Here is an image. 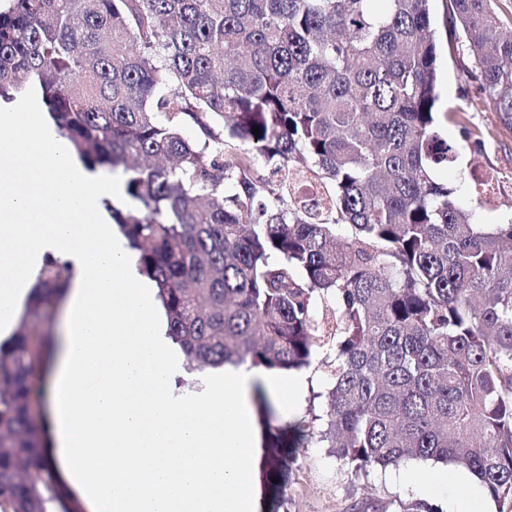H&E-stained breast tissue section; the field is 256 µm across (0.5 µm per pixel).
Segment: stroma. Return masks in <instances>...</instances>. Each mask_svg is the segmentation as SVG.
<instances>
[{
	"instance_id": "35a3bbf8",
	"label": "stroma",
	"mask_w": 512,
	"mask_h": 512,
	"mask_svg": "<svg viewBox=\"0 0 512 512\" xmlns=\"http://www.w3.org/2000/svg\"><path fill=\"white\" fill-rule=\"evenodd\" d=\"M431 11L444 70L438 109L448 115L443 123L445 135L460 147L451 177L466 184L472 179L470 147L463 137L464 131H471L481 141V171L498 175L499 181L483 202H476L468 187L459 199L489 222L498 215L500 205L512 199V130L481 104L478 83L468 73L467 51L450 41L445 31L443 0H432ZM397 472L391 466L355 477L340 468L328 449H301L279 512H422L424 496L397 481Z\"/></svg>"
}]
</instances>
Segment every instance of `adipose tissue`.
<instances>
[{"instance_id":"ef3b65f1","label":"adipose tissue","mask_w":512,"mask_h":512,"mask_svg":"<svg viewBox=\"0 0 512 512\" xmlns=\"http://www.w3.org/2000/svg\"><path fill=\"white\" fill-rule=\"evenodd\" d=\"M119 189L33 99L0 108V341L47 261L73 269L46 396L50 464L87 512H255L252 388L290 405L306 382L228 364L202 393L176 394L183 357L156 286L104 205Z\"/></svg>"}]
</instances>
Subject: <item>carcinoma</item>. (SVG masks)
<instances>
[{
  "label": "carcinoma",
  "instance_id": "carcinoma-1",
  "mask_svg": "<svg viewBox=\"0 0 512 512\" xmlns=\"http://www.w3.org/2000/svg\"><path fill=\"white\" fill-rule=\"evenodd\" d=\"M430 2L0 4V100L36 92L85 165L121 172L132 209L112 220L187 371L327 367L320 411L265 426L278 495L316 447L365 477L464 469L512 506V204L479 223L441 177L458 147ZM445 7L511 126L498 0ZM71 276L46 263L0 343V512H73L31 414L51 349L37 328Z\"/></svg>",
  "mask_w": 512,
  "mask_h": 512
}]
</instances>
